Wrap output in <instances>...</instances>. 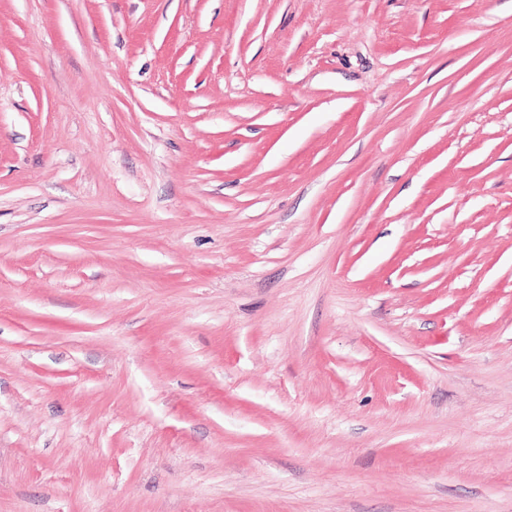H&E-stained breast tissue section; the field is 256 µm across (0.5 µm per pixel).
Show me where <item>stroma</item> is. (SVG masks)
Here are the masks:
<instances>
[{"mask_svg":"<svg viewBox=\"0 0 512 512\" xmlns=\"http://www.w3.org/2000/svg\"><path fill=\"white\" fill-rule=\"evenodd\" d=\"M0 512H512V0H0Z\"/></svg>","mask_w":512,"mask_h":512,"instance_id":"1","label":"stroma"}]
</instances>
